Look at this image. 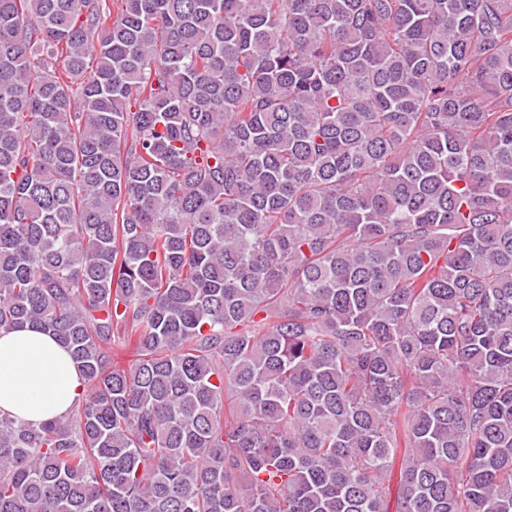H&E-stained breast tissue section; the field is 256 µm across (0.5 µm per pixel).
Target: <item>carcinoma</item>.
Masks as SVG:
<instances>
[{
  "label": "carcinoma",
  "instance_id": "carcinoma-1",
  "mask_svg": "<svg viewBox=\"0 0 512 512\" xmlns=\"http://www.w3.org/2000/svg\"><path fill=\"white\" fill-rule=\"evenodd\" d=\"M26 324L0 512H512V0H0ZM68 351L36 327L0 330V414L33 427L66 417L84 398Z\"/></svg>",
  "mask_w": 512,
  "mask_h": 512
}]
</instances>
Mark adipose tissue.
Wrapping results in <instances>:
<instances>
[{
	"label": "adipose tissue",
	"instance_id": "ef3b65f1",
	"mask_svg": "<svg viewBox=\"0 0 512 512\" xmlns=\"http://www.w3.org/2000/svg\"><path fill=\"white\" fill-rule=\"evenodd\" d=\"M85 395L68 351L39 329L0 330V414L38 427L67 416Z\"/></svg>",
	"mask_w": 512,
	"mask_h": 512
}]
</instances>
